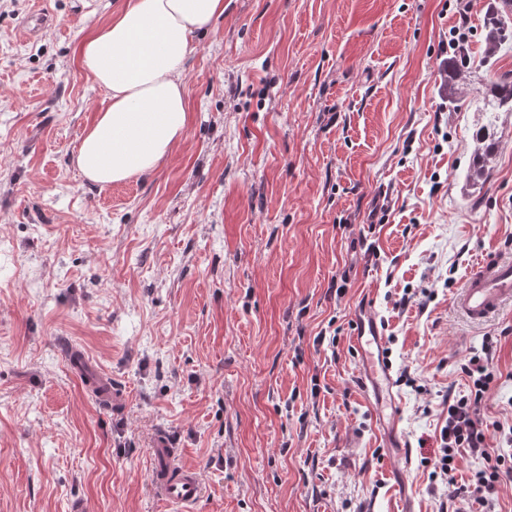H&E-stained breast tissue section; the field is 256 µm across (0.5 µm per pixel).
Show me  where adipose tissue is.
Wrapping results in <instances>:
<instances>
[{"label":"adipose tissue","mask_w":512,"mask_h":512,"mask_svg":"<svg viewBox=\"0 0 512 512\" xmlns=\"http://www.w3.org/2000/svg\"><path fill=\"white\" fill-rule=\"evenodd\" d=\"M224 0H127L80 45L83 69L108 104L74 154L82 175L102 187L150 174L183 136V75L194 36L210 31Z\"/></svg>","instance_id":"ef3b65f1"}]
</instances>
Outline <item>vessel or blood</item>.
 <instances>
[{"label":"vessel or blood","mask_w":512,"mask_h":512,"mask_svg":"<svg viewBox=\"0 0 512 512\" xmlns=\"http://www.w3.org/2000/svg\"><path fill=\"white\" fill-rule=\"evenodd\" d=\"M456 304L475 324H481L499 315L505 307L512 305V258L488 255L478 268L465 280L456 296ZM381 333V324L368 309H360L352 324V343L363 349L365 357L364 375L370 382L391 386L392 366L378 351L364 350L363 339ZM376 428L385 440V450L392 460L403 461L406 448L400 438L399 414L395 402L377 405ZM150 455L155 460L152 482L162 501L171 505L197 503L203 484L195 468L175 463V453L165 437L155 436Z\"/></svg>","instance_id":"1"}]
</instances>
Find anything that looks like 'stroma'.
I'll return each instance as SVG.
<instances>
[{
	"label": "stroma",
	"instance_id": "obj_1",
	"mask_svg": "<svg viewBox=\"0 0 512 512\" xmlns=\"http://www.w3.org/2000/svg\"><path fill=\"white\" fill-rule=\"evenodd\" d=\"M123 2L0 0V512H467L434 462L487 339L482 413L512 427V310L474 326L453 305L484 255L512 256V112L478 94L512 70V44L483 54L492 0H471L453 106L461 0H224L186 60L181 141L103 188L73 162L107 103L78 48ZM364 306L393 364L401 491L351 343ZM157 433L200 472L195 505L153 493ZM468 77L465 66L457 58L448 61V70L443 79V91L452 104L468 90ZM490 132V126H484L475 135V146L472 153L471 170L477 180L484 178L495 152L496 143Z\"/></svg>",
	"mask_w": 512,
	"mask_h": 512
}]
</instances>
